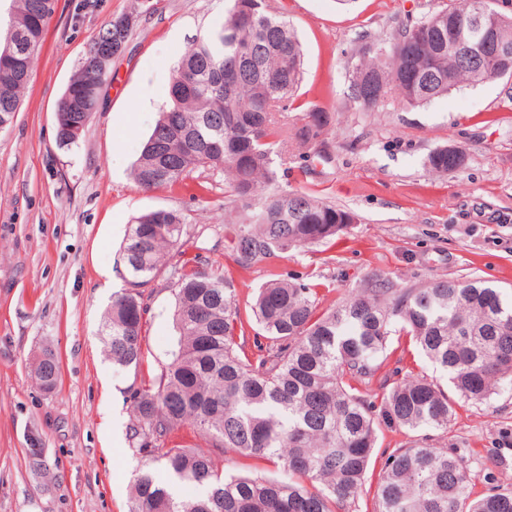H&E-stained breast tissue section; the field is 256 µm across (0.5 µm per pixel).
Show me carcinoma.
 <instances>
[{
	"label": "carcinoma",
	"mask_w": 512,
	"mask_h": 512,
	"mask_svg": "<svg viewBox=\"0 0 512 512\" xmlns=\"http://www.w3.org/2000/svg\"><path fill=\"white\" fill-rule=\"evenodd\" d=\"M511 1L449 0L399 25L387 41L361 37L349 71L351 102L361 112L396 101L424 105L463 85L512 78V63L481 65L457 43L478 15L495 22L512 55ZM55 4L8 0L0 14V129L22 106ZM110 64L94 40L56 104L59 144H76L71 130L89 124ZM302 66L296 31L266 0H228L224 21L180 58L169 105L133 169L146 190L194 172L222 171L240 215L230 257L241 270L334 237L345 229L344 218H352L279 186L288 148L305 159L331 130L328 113L317 108L301 125L288 126ZM465 160L464 152L440 147L426 164L446 174ZM186 235L178 210L134 220L121 247L128 287L112 296L102 325L112 363L141 366V288L168 273L177 336L159 374L133 394L130 439L136 453L163 466L169 481L140 470L129 512H350L379 431H445L453 415L448 393L412 373L389 387L380 384L378 401L366 392L393 335L410 337L475 404L512 394V290L479 278L399 288L376 277L321 311L314 289L274 279L258 288L250 306L251 328L263 340L253 357L239 343L244 325L234 279L198 254L187 256ZM176 249L184 259L173 264ZM36 375L41 386L56 385L59 362L52 351H43ZM183 427L212 448L271 461L279 475L225 474L208 451L167 447ZM475 478L465 458L446 448H397L385 459L375 512H512V491L495 484L471 498ZM175 483L197 493L180 497Z\"/></svg>",
	"instance_id": "obj_1"
}]
</instances>
